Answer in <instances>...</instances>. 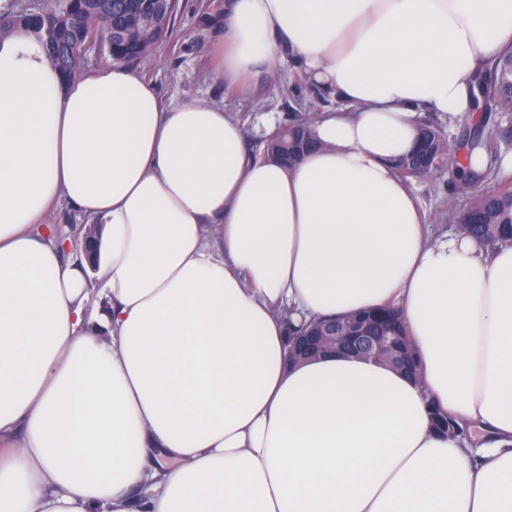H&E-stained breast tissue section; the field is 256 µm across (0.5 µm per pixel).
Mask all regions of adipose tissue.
Masks as SVG:
<instances>
[{"mask_svg": "<svg viewBox=\"0 0 512 512\" xmlns=\"http://www.w3.org/2000/svg\"><path fill=\"white\" fill-rule=\"evenodd\" d=\"M25 44L0 45V512H512V244L434 234L394 165L424 114L478 120L512 0H224L229 87L288 58L341 102L288 168L223 107ZM64 204L94 256L47 230ZM377 308L416 374L286 363L283 314Z\"/></svg>", "mask_w": 512, "mask_h": 512, "instance_id": "1", "label": "adipose tissue"}]
</instances>
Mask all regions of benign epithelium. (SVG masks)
Listing matches in <instances>:
<instances>
[{"instance_id":"obj_1","label":"benign epithelium","mask_w":512,"mask_h":512,"mask_svg":"<svg viewBox=\"0 0 512 512\" xmlns=\"http://www.w3.org/2000/svg\"><path fill=\"white\" fill-rule=\"evenodd\" d=\"M325 352H343L374 359L406 371L416 372L413 359L404 352L400 336L375 335L366 322H321L303 336L294 338L287 353L292 363Z\"/></svg>"}]
</instances>
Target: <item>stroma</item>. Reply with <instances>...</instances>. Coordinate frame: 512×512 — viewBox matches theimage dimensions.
Listing matches in <instances>:
<instances>
[{
  "label": "stroma",
  "mask_w": 512,
  "mask_h": 512,
  "mask_svg": "<svg viewBox=\"0 0 512 512\" xmlns=\"http://www.w3.org/2000/svg\"><path fill=\"white\" fill-rule=\"evenodd\" d=\"M224 0H180L173 33L158 47L151 63L144 65V73L153 80L162 98L192 95L208 103L220 104L240 119L266 114L269 125L248 131L247 149L259 152L269 132L284 126L293 112L318 114L335 107L332 97L313 95L299 99L291 94L294 87L305 80L292 61L281 63L272 73L260 74L250 82L246 91H229L223 77L213 70L210 51L217 29L223 19ZM413 184L427 210L434 228L441 233H452L456 224L450 215L460 204L448 192V178H417Z\"/></svg>",
  "instance_id": "35a3bbf8"
}]
</instances>
